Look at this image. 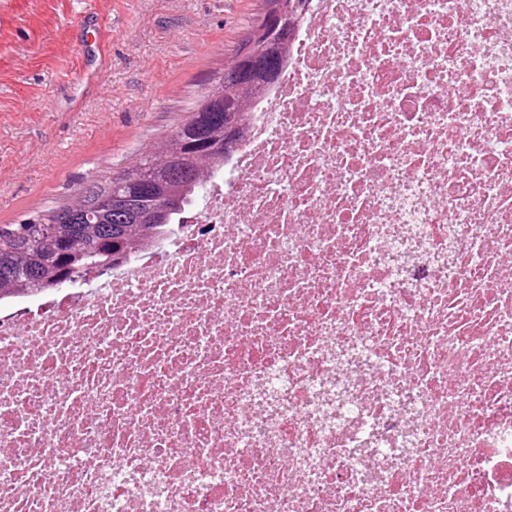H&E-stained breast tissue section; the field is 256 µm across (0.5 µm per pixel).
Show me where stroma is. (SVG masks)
<instances>
[{"label":"stroma","mask_w":512,"mask_h":512,"mask_svg":"<svg viewBox=\"0 0 512 512\" xmlns=\"http://www.w3.org/2000/svg\"><path fill=\"white\" fill-rule=\"evenodd\" d=\"M262 8L0 0V226L66 205L133 165L223 72Z\"/></svg>","instance_id":"1"}]
</instances>
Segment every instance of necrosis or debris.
<instances>
[{
    "label": "necrosis or debris",
    "mask_w": 512,
    "mask_h": 512,
    "mask_svg": "<svg viewBox=\"0 0 512 512\" xmlns=\"http://www.w3.org/2000/svg\"><path fill=\"white\" fill-rule=\"evenodd\" d=\"M0 512H512V0H310L187 221L1 300Z\"/></svg>",
    "instance_id": "necrosis-or-debris-1"
}]
</instances>
